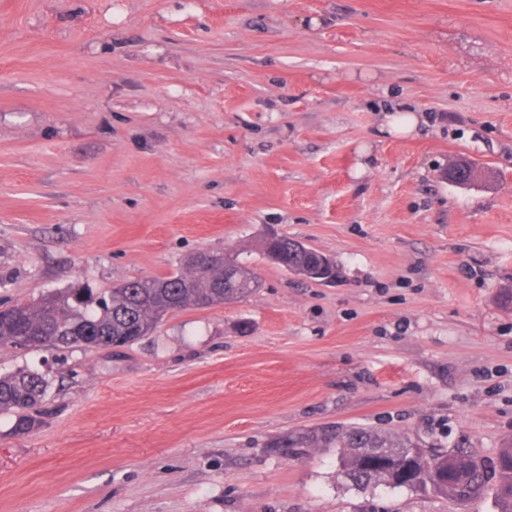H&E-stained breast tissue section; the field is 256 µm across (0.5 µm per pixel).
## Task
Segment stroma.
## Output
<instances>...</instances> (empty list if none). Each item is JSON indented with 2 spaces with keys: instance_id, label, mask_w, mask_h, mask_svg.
<instances>
[{
  "instance_id": "obj_1",
  "label": "stroma",
  "mask_w": 512,
  "mask_h": 512,
  "mask_svg": "<svg viewBox=\"0 0 512 512\" xmlns=\"http://www.w3.org/2000/svg\"><path fill=\"white\" fill-rule=\"evenodd\" d=\"M463 157L491 182L448 184ZM271 229L336 281L268 262ZM201 249L261 288L126 349L0 346L49 380L38 429L0 414V512H494L274 442L512 438V0H0V302ZM400 115H389L387 118V125L389 133L410 134L417 129L419 124V117L410 111H395ZM385 127L382 130H385Z\"/></svg>"
}]
</instances>
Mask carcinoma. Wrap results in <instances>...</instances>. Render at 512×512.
<instances>
[{
	"label": "carcinoma",
	"instance_id": "cac0c4a2",
	"mask_svg": "<svg viewBox=\"0 0 512 512\" xmlns=\"http://www.w3.org/2000/svg\"><path fill=\"white\" fill-rule=\"evenodd\" d=\"M276 249L283 256L285 270L302 273L319 265V251L302 242L280 236L261 242V251ZM259 287L256 273L239 259L224 265V251H213L210 263L201 268L197 254L184 258V268L164 277L137 278L124 282L107 293L61 291L45 295L36 305L24 303L0 313V343L15 342L21 335L31 337L28 350L92 349L109 346L129 347L150 335L163 317L188 307L204 308L240 301ZM49 382L27 368L0 376V413L15 416L14 432L26 434L37 428L44 415ZM290 448H337L339 466L348 482L358 488L386 486L410 490H432L446 496L448 485L429 488L417 480L418 474L407 465L411 441L403 436L361 428L334 426L288 436ZM367 448H387L390 470L379 472V462ZM459 466L457 482L464 502L494 500L498 512H512V440H506L493 460V476L460 469L467 450H454ZM446 451L433 455L437 469L448 467Z\"/></svg>",
	"mask_w": 512,
	"mask_h": 512
}]
</instances>
